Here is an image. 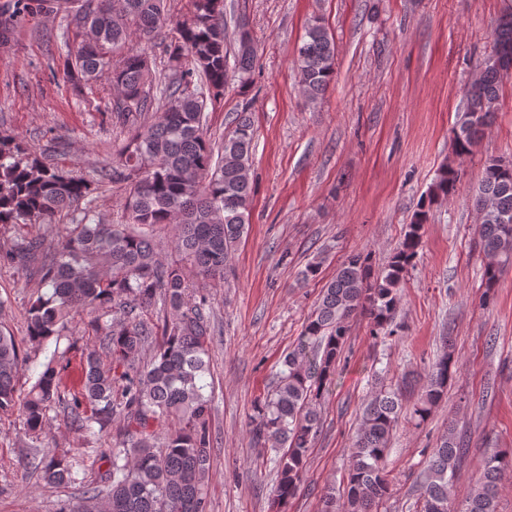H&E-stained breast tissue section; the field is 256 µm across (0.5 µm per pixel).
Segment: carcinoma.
I'll return each instance as SVG.
<instances>
[{
	"label": "carcinoma",
	"mask_w": 512,
	"mask_h": 512,
	"mask_svg": "<svg viewBox=\"0 0 512 512\" xmlns=\"http://www.w3.org/2000/svg\"><path fill=\"white\" fill-rule=\"evenodd\" d=\"M189 5L192 16L177 24L167 67L159 72L146 54L125 46L134 37L146 43L157 37L169 21L166 0H85L74 20L92 31L94 40L74 46L64 40L69 79L77 86L102 78L110 82L112 123L131 127L112 167L97 171L98 182L125 186L127 223L95 217L93 181L46 163L23 138L0 132V228L42 229L16 239L0 262L34 271L37 287L46 289L26 311L25 345L0 329V413L19 412L32 438L44 432L49 412L58 407L88 444L117 431L111 448L101 453L107 463L101 484L84 489L85 503L97 512H207L202 483L213 439L205 357L213 327L206 288L224 281L229 256L249 223L255 130L247 109H241L217 156L205 110L224 99L228 72L241 86L248 84L258 56L244 16L228 47L224 0H189ZM494 45L457 113L458 158L469 155L491 125L502 83L512 76V9L501 15ZM295 64L304 94L317 101L336 72L335 39L322 19L307 26ZM457 177L454 166L442 165L427 204L448 198ZM475 205L489 301L501 272L512 265L511 163L486 162ZM61 214L70 216L69 223H55ZM425 221L423 209L382 274L373 273L364 252L347 257L284 356L276 389L256 405L252 440L286 449L279 459L280 500L293 496L303 479L320 423L317 401L336 372L350 320L367 315L373 338L382 342L398 334L400 286L418 256ZM162 225L175 228L176 260L161 254L156 230ZM77 311L89 316L82 335L97 340L85 353L81 390L62 388L57 365L64 352L57 344L35 381L21 389L22 364L30 353L58 341ZM457 370L448 345L432 365L411 418L427 419L447 396ZM401 417L394 390L367 401L342 496L328 497L326 512H374L387 497V443ZM467 452L448 428L422 475V512H498V485L512 471V448L486 456L475 487L459 503L453 479ZM27 464L48 485L83 483L84 458L68 451L48 447Z\"/></svg>",
	"instance_id": "cac0c4a2"
}]
</instances>
